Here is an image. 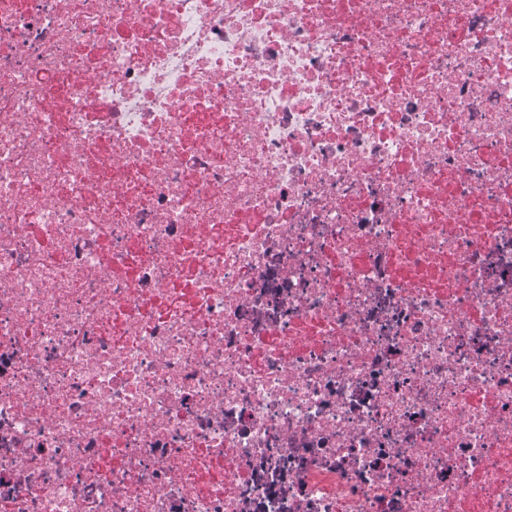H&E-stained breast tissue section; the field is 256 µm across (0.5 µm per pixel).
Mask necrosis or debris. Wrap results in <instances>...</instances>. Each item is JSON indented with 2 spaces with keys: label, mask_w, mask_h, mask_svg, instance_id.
<instances>
[{
  "label": "necrosis or debris",
  "mask_w": 512,
  "mask_h": 512,
  "mask_svg": "<svg viewBox=\"0 0 512 512\" xmlns=\"http://www.w3.org/2000/svg\"><path fill=\"white\" fill-rule=\"evenodd\" d=\"M0 512H512V0H0Z\"/></svg>",
  "instance_id": "1"
}]
</instances>
